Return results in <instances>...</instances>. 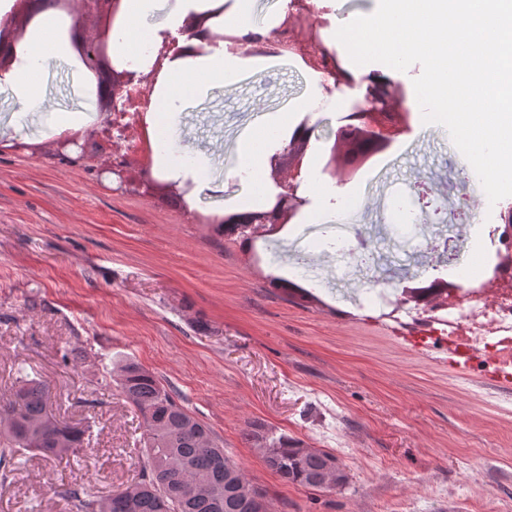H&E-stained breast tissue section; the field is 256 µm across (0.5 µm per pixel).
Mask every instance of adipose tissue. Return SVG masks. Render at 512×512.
<instances>
[{"mask_svg": "<svg viewBox=\"0 0 512 512\" xmlns=\"http://www.w3.org/2000/svg\"><path fill=\"white\" fill-rule=\"evenodd\" d=\"M222 8L219 29L225 32L258 31L252 17L250 0H124L123 16L112 36L113 54L117 61L131 63L135 72L150 71L152 57H141L144 44L160 42L162 32H177L192 14ZM165 20H158V11ZM71 48L50 22H39L29 31L17 51L12 70L0 75V87H9L16 95L21 111L41 109V78L46 69L68 58ZM258 62L257 57L243 51L228 50L226 43L206 47L203 53L165 61L155 80V91L148 110L149 131L156 139H164L172 129L171 114L178 107L213 85L241 77ZM295 119L285 115L265 117L256 137L244 149L237 167L246 173L254 188V197L267 191L262 172L275 142L277 132L293 131Z\"/></svg>", "mask_w": 512, "mask_h": 512, "instance_id": "1", "label": "adipose tissue"}]
</instances>
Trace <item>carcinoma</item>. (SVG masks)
I'll list each match as a JSON object with an SVG mask.
<instances>
[{"mask_svg": "<svg viewBox=\"0 0 512 512\" xmlns=\"http://www.w3.org/2000/svg\"><path fill=\"white\" fill-rule=\"evenodd\" d=\"M116 382L142 417L148 469L138 484L108 496L89 487L70 491L77 512H251L237 494L238 484L246 482L242 469L155 375L133 360H122ZM244 438L254 448L275 449L265 466L282 481L304 488H314L326 462L336 457L323 449L303 454L300 440L259 421L247 424ZM84 440V429L50 414L47 387L29 380L0 405V477L18 470L19 448L63 459L83 447Z\"/></svg>", "mask_w": 512, "mask_h": 512, "instance_id": "obj_1", "label": "carcinoma"}]
</instances>
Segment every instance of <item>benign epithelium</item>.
I'll return each mask as SVG.
<instances>
[{
	"mask_svg": "<svg viewBox=\"0 0 512 512\" xmlns=\"http://www.w3.org/2000/svg\"><path fill=\"white\" fill-rule=\"evenodd\" d=\"M55 4L75 19L70 32L71 43L79 60L96 77L98 112L104 115L103 129L96 135L107 146L119 150L130 140L132 122H126L124 118L147 108L153 77L166 60L197 54L204 46L224 40L247 48L249 54L269 51L268 41L262 37L237 40L215 31L213 20L222 13L218 8L195 15L176 36L163 33L151 73L138 74L114 65L110 55L112 28L122 13V0H55ZM40 12L38 0H16L9 20L0 25L1 74L10 70L27 28ZM90 17L98 18L100 25L88 32L85 21ZM280 27L288 32V49L297 52L307 66L316 69L321 59L327 60L329 77L334 80V85L351 88L365 85L363 97L339 119L325 167V172L342 182L355 145L359 144L367 151H385L407 129L408 113L402 111L405 98L401 86L391 80L358 79L341 64L334 63L336 54L321 38L307 5L299 10L288 9ZM315 130L316 126L302 121L288 137L283 151L270 157L269 178L274 192L263 209L224 215V223L239 225L240 237L249 242L266 239L283 231L298 216L306 204L298 191L304 159ZM346 477V469L340 463L330 461L316 479V485L323 491H334L345 484Z\"/></svg>",
	"mask_w": 512,
	"mask_h": 512,
	"instance_id": "benign-epithelium-1",
	"label": "benign epithelium"
}]
</instances>
